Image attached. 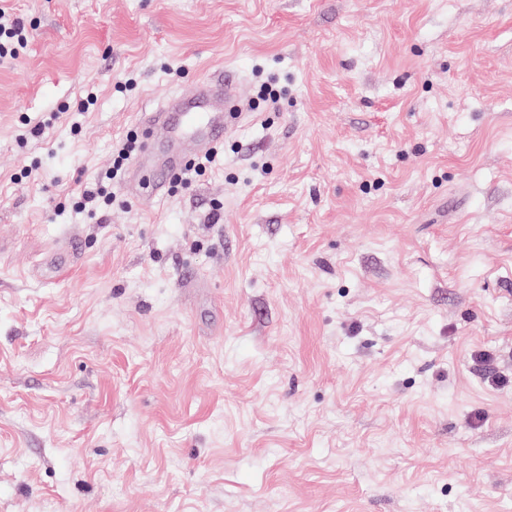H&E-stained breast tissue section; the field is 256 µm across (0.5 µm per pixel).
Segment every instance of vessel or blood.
Returning <instances> with one entry per match:
<instances>
[{
	"mask_svg": "<svg viewBox=\"0 0 512 512\" xmlns=\"http://www.w3.org/2000/svg\"><path fill=\"white\" fill-rule=\"evenodd\" d=\"M238 89L237 77L225 73L141 113L145 134L130 165L127 187L150 197L164 195L188 157L223 141L237 112Z\"/></svg>",
	"mask_w": 512,
	"mask_h": 512,
	"instance_id": "vessel-or-blood-1",
	"label": "vessel or blood"
}]
</instances>
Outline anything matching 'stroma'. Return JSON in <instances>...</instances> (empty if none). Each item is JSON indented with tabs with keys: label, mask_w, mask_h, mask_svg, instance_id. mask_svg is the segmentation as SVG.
I'll return each mask as SVG.
<instances>
[{
	"label": "stroma",
	"mask_w": 512,
	"mask_h": 512,
	"mask_svg": "<svg viewBox=\"0 0 512 512\" xmlns=\"http://www.w3.org/2000/svg\"><path fill=\"white\" fill-rule=\"evenodd\" d=\"M8 3L0 512H512V0ZM228 68L204 176L79 210ZM28 43V29L11 8L0 4V61L15 60ZM136 142L137 136L128 135L125 142L118 144L112 167L98 178L90 189L82 193L81 209L96 212L100 200H103L104 203H113L117 200V195L112 192V181L117 179L127 161L136 151Z\"/></svg>",
	"instance_id": "stroma-1"
}]
</instances>
